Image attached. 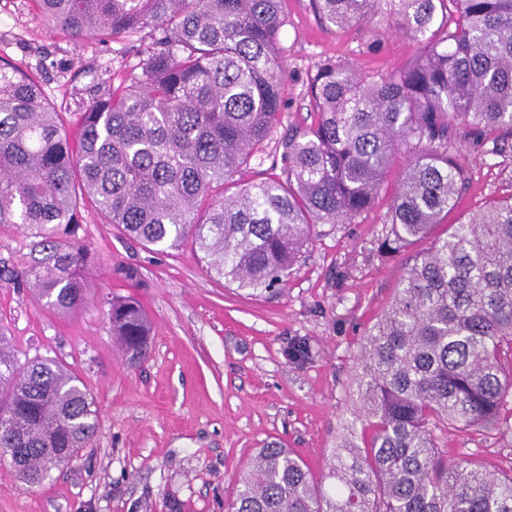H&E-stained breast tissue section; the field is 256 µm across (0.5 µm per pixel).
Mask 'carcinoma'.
<instances>
[{
    "instance_id": "carcinoma-1",
    "label": "carcinoma",
    "mask_w": 512,
    "mask_h": 512,
    "mask_svg": "<svg viewBox=\"0 0 512 512\" xmlns=\"http://www.w3.org/2000/svg\"><path fill=\"white\" fill-rule=\"evenodd\" d=\"M456 19L439 24V11ZM339 29L377 18L421 50L377 79L325 60L309 75L318 123L280 140L286 179L238 185L239 169L281 123L285 71L280 0H39L73 40L150 30L153 46L120 92L73 127L36 76L0 64V227L30 239L18 279L68 314L94 260L81 205L145 248L194 243L209 273L252 296L283 292L316 224H342L372 203L402 147L411 155L393 199L396 253L456 207L464 169L454 120L512 133V0H310ZM112 335L128 353L150 323L115 299ZM512 197L493 200L433 241L367 332L355 422L317 478L294 452L258 449L227 512H512V474L473 457L448 461L440 427L512 426ZM287 359L311 358L297 338ZM97 408L63 362H20L0 333V449L30 487L91 445ZM334 482L328 492L325 482Z\"/></svg>"
}]
</instances>
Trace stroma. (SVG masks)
<instances>
[{"label": "stroma", "mask_w": 512, "mask_h": 512, "mask_svg": "<svg viewBox=\"0 0 512 512\" xmlns=\"http://www.w3.org/2000/svg\"><path fill=\"white\" fill-rule=\"evenodd\" d=\"M281 33L288 73L282 123L261 157L244 165L241 184L283 173L278 141L288 129L317 120L307 78L327 58L366 76L406 67L418 45L381 21L364 30L322 25L309 0H282ZM381 43L370 53L366 42ZM149 31L118 40L75 41L50 30L35 0H0V60L42 76L46 100L75 120L92 99L136 73L151 45ZM466 191L431 236L385 254L395 186L407 164L396 156L379 193L360 216L319 224L292 267L286 289L255 297L207 273L191 244L144 249L82 209L95 255L88 295L62 315L9 277L0 278V327L19 358L64 361L90 389L99 422L91 447L54 470L43 485L19 481L0 456V512H225L238 475L257 448L282 442L320 472L348 433L357 397L360 355L368 329L394 303L407 267L459 217L512 197V135L451 125ZM135 266L140 283L119 278ZM135 297L151 323L146 357L134 360L113 342L110 302ZM307 340L311 360H287L292 338ZM449 460L478 457L493 473H512V430L473 426L440 432Z\"/></svg>", "instance_id": "1"}]
</instances>
